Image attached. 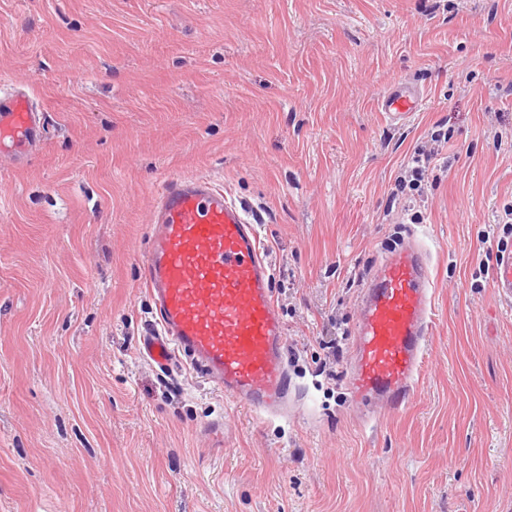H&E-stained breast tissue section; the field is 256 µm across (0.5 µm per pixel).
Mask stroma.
<instances>
[{
  "instance_id": "obj_1",
  "label": "stroma",
  "mask_w": 512,
  "mask_h": 512,
  "mask_svg": "<svg viewBox=\"0 0 512 512\" xmlns=\"http://www.w3.org/2000/svg\"><path fill=\"white\" fill-rule=\"evenodd\" d=\"M415 86L402 124L377 102ZM0 82L46 116L0 157V512H512V0H0ZM445 164L390 204L436 126ZM257 214L300 397L261 419L138 340L151 206ZM416 235L437 285L409 402L350 404L359 291ZM491 285L500 299L512 301V254L502 255L493 269Z\"/></svg>"
}]
</instances>
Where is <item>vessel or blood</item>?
Instances as JSON below:
<instances>
[{
	"label": "vessel or blood",
	"instance_id": "obj_1",
	"mask_svg": "<svg viewBox=\"0 0 512 512\" xmlns=\"http://www.w3.org/2000/svg\"><path fill=\"white\" fill-rule=\"evenodd\" d=\"M420 104L417 89L396 83L380 111L405 122ZM44 137L30 96L0 95V155L27 160ZM272 265L257 222L204 178H167L158 195L143 256L152 323L140 354L160 367L186 357L225 396L268 419L287 416L298 395L286 362L287 332L271 288ZM491 285L512 301V254L496 263ZM436 284L415 238L381 259L362 288L347 390L352 403L402 408L428 354Z\"/></svg>",
	"mask_w": 512,
	"mask_h": 512
}]
</instances>
